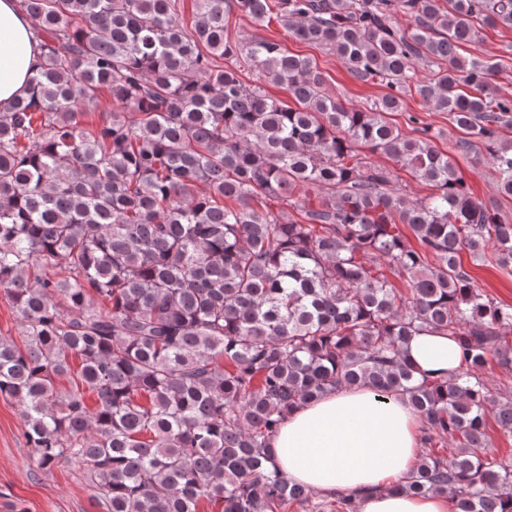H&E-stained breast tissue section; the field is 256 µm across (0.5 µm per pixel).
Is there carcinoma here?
I'll use <instances>...</instances> for the list:
<instances>
[{
  "label": "carcinoma",
  "instance_id": "obj_1",
  "mask_svg": "<svg viewBox=\"0 0 512 512\" xmlns=\"http://www.w3.org/2000/svg\"><path fill=\"white\" fill-rule=\"evenodd\" d=\"M194 2L188 30L177 0H19L42 61L0 112V294L23 337L0 336V396L21 407L35 463L83 466L106 512H324L280 473L270 441L291 409L368 385L408 402L423 446H452L392 490L512 512V463L486 429L491 413L512 433V399L481 375L490 357L512 374V307L459 258L511 271L512 224L431 139L390 121L408 93L448 113L512 196V100L491 84L503 63L461 54L479 26L512 29V0ZM235 10L387 92L345 106L310 58L231 40ZM103 91L115 107L82 126ZM365 149L431 193L410 199ZM424 333L456 341L455 373L427 378L406 362Z\"/></svg>",
  "mask_w": 512,
  "mask_h": 512
}]
</instances>
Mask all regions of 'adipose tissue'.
<instances>
[{"label":"adipose tissue","instance_id":"ef3b65f1","mask_svg":"<svg viewBox=\"0 0 512 512\" xmlns=\"http://www.w3.org/2000/svg\"><path fill=\"white\" fill-rule=\"evenodd\" d=\"M41 62L32 19L18 0H0V108L24 96ZM408 362L423 375L457 370L461 352L443 335L413 337ZM421 419L398 397L383 399L371 388L343 389L291 412L271 442L280 471L312 490L353 494L359 512H450L443 495L390 493L423 453Z\"/></svg>","mask_w":512,"mask_h":512}]
</instances>
